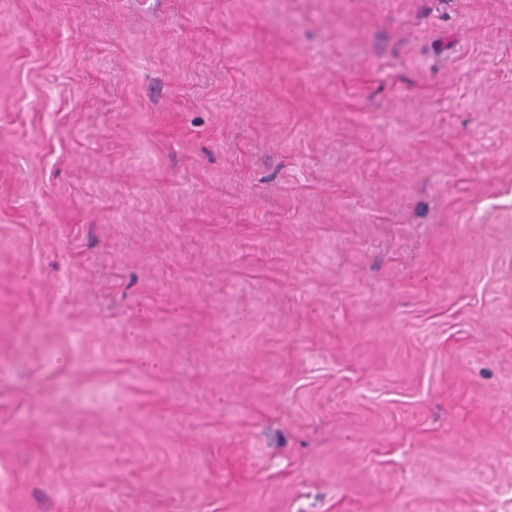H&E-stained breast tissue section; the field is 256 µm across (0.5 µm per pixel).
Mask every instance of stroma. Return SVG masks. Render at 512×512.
<instances>
[{"mask_svg":"<svg viewBox=\"0 0 512 512\" xmlns=\"http://www.w3.org/2000/svg\"><path fill=\"white\" fill-rule=\"evenodd\" d=\"M0 512H512V0H0Z\"/></svg>","mask_w":512,"mask_h":512,"instance_id":"35a3bbf8","label":"stroma"}]
</instances>
